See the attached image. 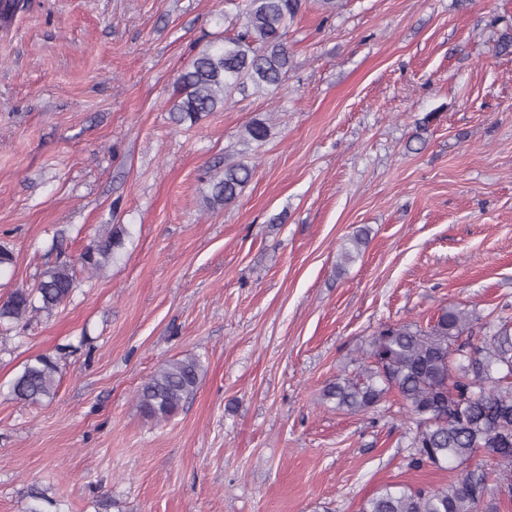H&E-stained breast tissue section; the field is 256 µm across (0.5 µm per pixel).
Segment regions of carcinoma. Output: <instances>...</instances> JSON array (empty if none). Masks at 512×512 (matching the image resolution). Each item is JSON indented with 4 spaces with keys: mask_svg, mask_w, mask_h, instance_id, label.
Masks as SVG:
<instances>
[{
    "mask_svg": "<svg viewBox=\"0 0 512 512\" xmlns=\"http://www.w3.org/2000/svg\"><path fill=\"white\" fill-rule=\"evenodd\" d=\"M27 0H0V30H7ZM301 0H242L244 22L237 34L199 53L180 75L173 105L178 123H197L224 107L236 93L249 89L272 94L288 77L292 57L288 28ZM249 141L262 146L270 126L255 119L246 126ZM253 168L239 161L224 164L211 179L206 203L214 208L235 202L251 180ZM124 230L110 227L80 255L81 265L100 270L121 246ZM368 241L360 228L344 249L348 262ZM77 288L69 262L47 266L32 288H17L0 301V326L17 322L29 311L50 312ZM482 317L457 305L442 308L426 326L385 324L368 339L364 364L322 391L324 403L338 411L366 413L391 390L401 397L417 427L411 464L457 472L446 487L386 486L362 512H497L495 492L512 497V319L498 320L491 335L473 343L474 324ZM58 362L39 355L24 364L9 383L14 399L39 404L57 389ZM203 365L196 356L171 359L141 386L138 406L150 419H169L197 391Z\"/></svg>",
    "mask_w": 512,
    "mask_h": 512,
    "instance_id": "cac0c4a2",
    "label": "carcinoma"
}]
</instances>
